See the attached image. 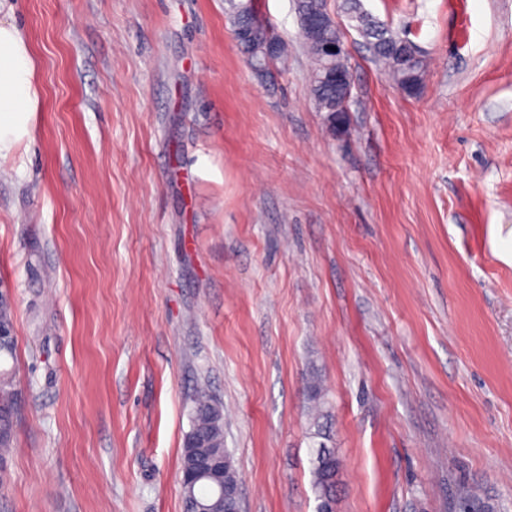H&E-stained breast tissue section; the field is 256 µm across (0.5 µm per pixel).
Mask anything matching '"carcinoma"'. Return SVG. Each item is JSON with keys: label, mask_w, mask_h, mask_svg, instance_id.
<instances>
[{"label": "carcinoma", "mask_w": 512, "mask_h": 512, "mask_svg": "<svg viewBox=\"0 0 512 512\" xmlns=\"http://www.w3.org/2000/svg\"><path fill=\"white\" fill-rule=\"evenodd\" d=\"M349 13L358 22V28L368 40L370 49L376 60L398 84L409 93L414 92L421 84L424 63L421 58L403 57L397 47L406 43V39L393 35L371 19L361 10L358 0H346ZM296 10L300 28L305 40L308 54L313 58L315 68L311 76V93L316 108L320 112L329 113L331 123H336V114L344 111V102L351 95V86H338L332 81H321L320 76L328 65H336V69L350 72L348 53L343 50L336 57L321 56L322 45L335 42L344 45L343 35L338 26L327 31L313 29L308 26L307 19L312 16L327 15L325 0H297ZM232 25L253 29L248 44L240 46L247 58L265 61L264 43L269 40V29L256 17L245 18L237 15L231 17ZM18 391L14 387L12 370L0 367V457H5L14 443V427L18 413L15 412ZM307 399L316 427L312 438L319 439L315 449L312 488L317 502L336 500L338 477L342 468V460L338 453L327 446L323 439L326 431L320 423L325 417V392L318 375L311 376L307 383ZM190 430L184 438L181 469H186L191 456L203 453L212 448H221L224 455L231 453L224 449V412L211 396L197 392L193 399L190 412ZM222 479L210 475H201L193 482H180L185 512H221L222 502L215 498V489L221 486ZM455 504L464 512H501L495 496L487 490L469 483L457 485Z\"/></svg>", "instance_id": "cac0c4a2"}]
</instances>
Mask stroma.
Here are the masks:
<instances>
[{
    "label": "stroma",
    "instance_id": "obj_1",
    "mask_svg": "<svg viewBox=\"0 0 512 512\" xmlns=\"http://www.w3.org/2000/svg\"><path fill=\"white\" fill-rule=\"evenodd\" d=\"M234 0H0L37 60L0 158V290L22 410L0 512H184L190 399L224 410L243 512H315L319 371L337 512H512V0H360L415 93L327 0L354 85L311 97L295 0L258 76ZM346 9L352 18L358 22V28L362 35L368 40L370 49L376 60L381 63L384 69L398 84L408 93L414 92L421 84L424 63L418 58L402 57L397 47L404 45L408 40L393 35L371 19L361 10L359 1L347 0ZM307 399L310 405L312 414L314 415V426L316 430L312 433V438H321L327 440L326 431L320 423L321 418H325L326 412L324 411L325 405V392L321 380L318 375L313 372L309 382L307 383ZM455 504L467 512H501L495 496L483 488L466 482L457 485Z\"/></svg>",
    "mask_w": 512,
    "mask_h": 512
}]
</instances>
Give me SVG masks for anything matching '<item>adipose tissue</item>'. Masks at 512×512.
Returning <instances> with one entry per match:
<instances>
[{
  "mask_svg": "<svg viewBox=\"0 0 512 512\" xmlns=\"http://www.w3.org/2000/svg\"><path fill=\"white\" fill-rule=\"evenodd\" d=\"M36 60L19 29L0 22V158L29 136L40 101Z\"/></svg>",
  "mask_w": 512,
  "mask_h": 512,
  "instance_id": "obj_1",
  "label": "adipose tissue"
}]
</instances>
